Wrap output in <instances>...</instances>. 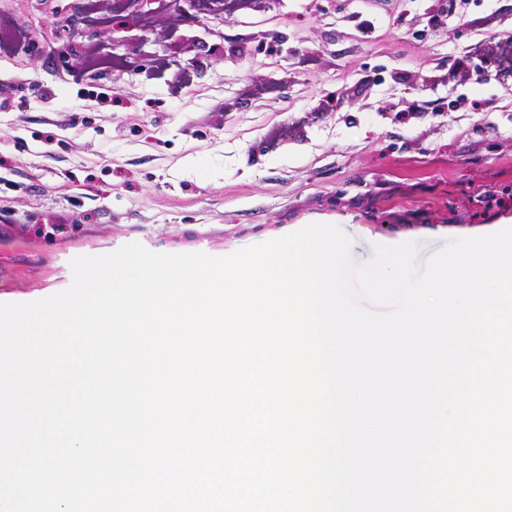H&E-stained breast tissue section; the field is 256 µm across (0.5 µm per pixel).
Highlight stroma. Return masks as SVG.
Instances as JSON below:
<instances>
[{"label":"stroma","mask_w":512,"mask_h":512,"mask_svg":"<svg viewBox=\"0 0 512 512\" xmlns=\"http://www.w3.org/2000/svg\"><path fill=\"white\" fill-rule=\"evenodd\" d=\"M238 2L175 52L133 0L78 77L99 27L61 22L87 0H0V303L131 242L226 256L329 223L360 266L512 220V68L472 76L512 0Z\"/></svg>","instance_id":"35a3bbf8"}]
</instances>
